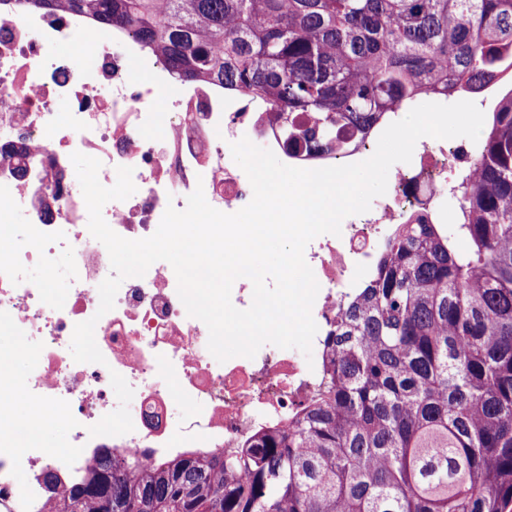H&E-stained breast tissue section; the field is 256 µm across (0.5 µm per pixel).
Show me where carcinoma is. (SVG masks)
<instances>
[{
    "label": "carcinoma",
    "mask_w": 512,
    "mask_h": 512,
    "mask_svg": "<svg viewBox=\"0 0 512 512\" xmlns=\"http://www.w3.org/2000/svg\"><path fill=\"white\" fill-rule=\"evenodd\" d=\"M11 2L126 31L320 153L419 96L478 92L512 50V0ZM480 136L454 224L394 226L324 336L321 393L288 424L232 457L48 474L50 512H512V90Z\"/></svg>",
    "instance_id": "cac0c4a2"
}]
</instances>
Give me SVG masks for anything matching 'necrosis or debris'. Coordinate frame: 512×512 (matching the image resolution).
I'll use <instances>...</instances> for the list:
<instances>
[{
    "mask_svg": "<svg viewBox=\"0 0 512 512\" xmlns=\"http://www.w3.org/2000/svg\"><path fill=\"white\" fill-rule=\"evenodd\" d=\"M169 79L157 54L119 30L0 6V238L15 240L0 245V333L27 343L21 362L0 360V502L9 512H42L49 471L74 481L102 456L152 464L192 452L228 454L259 428L285 422L319 394L322 337L347 293L370 276L392 226L418 212L447 223L442 202L459 175L473 173L480 152L469 140L417 141L383 199L347 217L340 235L307 245L304 257L320 286L312 359L266 344L254 358L220 363L207 348V326L180 300L167 262L124 280L114 309L98 315V287L111 265L88 229L72 154L98 159L107 187L118 167L132 168L135 193L108 202L102 215L114 232L135 240L154 234L167 206L185 209L199 187L221 212L245 207L253 189L230 149L241 138L286 165L316 169L369 158L382 130L372 128L337 156L292 150L263 102L203 82L183 84L172 96ZM61 264L66 284L59 292L54 273ZM92 318L105 361L75 362L74 327ZM116 381L131 404L112 399ZM18 399L40 410L37 431L22 446L14 426L2 421ZM50 430L60 436L59 450L43 445ZM18 472L27 474L25 486L16 485Z\"/></svg>",
    "mask_w": 512,
    "mask_h": 512,
    "instance_id": "obj_1",
    "label": "necrosis or debris"
}]
</instances>
